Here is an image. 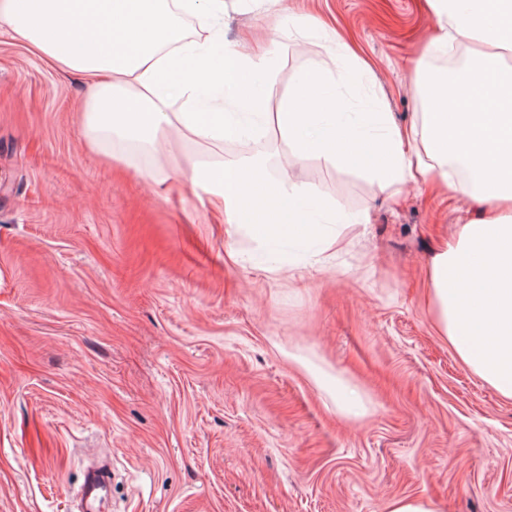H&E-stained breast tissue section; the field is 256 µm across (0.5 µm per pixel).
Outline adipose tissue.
I'll use <instances>...</instances> for the list:
<instances>
[{
    "label": "adipose tissue",
    "instance_id": "1",
    "mask_svg": "<svg viewBox=\"0 0 512 512\" xmlns=\"http://www.w3.org/2000/svg\"><path fill=\"white\" fill-rule=\"evenodd\" d=\"M438 34L431 49L473 46L470 62L448 70L429 93L420 129L408 133L386 113L363 124L344 117L330 73H299L275 114V59L246 55L224 39V0H0V22L46 61L86 81L83 131L106 157L155 153L173 131L236 141L274 117L296 158L350 160L371 150L379 189L438 181L456 195L493 204V214L459 225L429 268L437 326L461 361L512 399V0H428ZM195 17L204 37L183 33ZM180 101L185 111H172ZM182 174L202 187L226 223L260 246L288 239L337 246L356 218L330 209L323 193L272 172L266 160H190ZM333 232L324 233V224Z\"/></svg>",
    "mask_w": 512,
    "mask_h": 512
}]
</instances>
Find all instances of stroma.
<instances>
[{
	"instance_id": "stroma-1",
	"label": "stroma",
	"mask_w": 512,
	"mask_h": 512,
	"mask_svg": "<svg viewBox=\"0 0 512 512\" xmlns=\"http://www.w3.org/2000/svg\"><path fill=\"white\" fill-rule=\"evenodd\" d=\"M224 38L277 59L275 89L333 68L336 29L370 66L336 91L420 122L426 0H225ZM85 87L0 24V512H74L89 456L104 512H512V399L459 359L426 303L427 266L472 207L434 184L379 190L369 154L295 160L293 181L364 216L341 249L270 263L189 182L167 190L83 137ZM291 156L275 125L224 143L183 133L149 156ZM239 253L231 262L228 252ZM324 372L316 384L312 369ZM365 412L342 417L336 385Z\"/></svg>"
}]
</instances>
